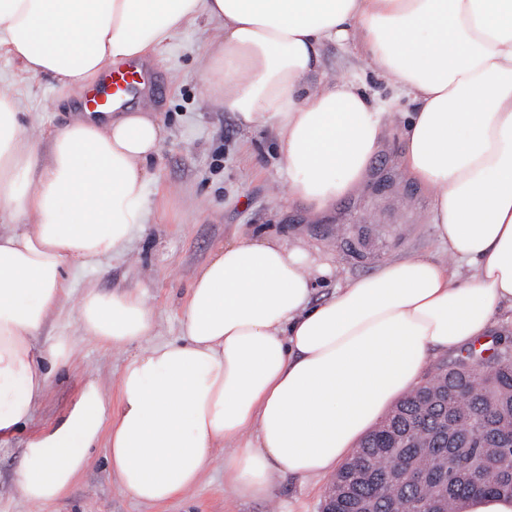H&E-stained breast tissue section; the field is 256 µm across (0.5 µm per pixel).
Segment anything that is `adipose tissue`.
I'll list each match as a JSON object with an SVG mask.
<instances>
[{
    "instance_id": "1",
    "label": "adipose tissue",
    "mask_w": 512,
    "mask_h": 512,
    "mask_svg": "<svg viewBox=\"0 0 512 512\" xmlns=\"http://www.w3.org/2000/svg\"><path fill=\"white\" fill-rule=\"evenodd\" d=\"M199 24L210 31L202 91L245 128L273 131L289 199L317 212L360 188L386 132L354 82H307L323 44H354L413 104L402 165L473 273L406 258L316 301L305 251L243 234L194 279L182 341L129 360L116 392L84 381L60 417L31 428L51 374L72 361L65 338L39 345L71 295L67 270L140 229L164 130L137 108L79 118L44 143L0 89V446L30 428L16 487L41 508L98 447L120 488L152 505L195 487L219 449L238 498L332 477L432 353L479 342L512 306V0H0V48L69 90ZM77 316L109 351L155 329L131 291L86 289Z\"/></svg>"
}]
</instances>
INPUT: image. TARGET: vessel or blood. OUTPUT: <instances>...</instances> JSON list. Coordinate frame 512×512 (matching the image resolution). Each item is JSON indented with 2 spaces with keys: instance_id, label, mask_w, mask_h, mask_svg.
Here are the masks:
<instances>
[{
  "instance_id": "vessel-or-blood-1",
  "label": "vessel or blood",
  "mask_w": 512,
  "mask_h": 512,
  "mask_svg": "<svg viewBox=\"0 0 512 512\" xmlns=\"http://www.w3.org/2000/svg\"><path fill=\"white\" fill-rule=\"evenodd\" d=\"M157 76L138 61H118L104 70L86 88L81 102L82 111L101 115L127 105L145 90H154Z\"/></svg>"
}]
</instances>
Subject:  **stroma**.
<instances>
[{"label": "stroma", "mask_w": 512, "mask_h": 512, "mask_svg": "<svg viewBox=\"0 0 512 512\" xmlns=\"http://www.w3.org/2000/svg\"><path fill=\"white\" fill-rule=\"evenodd\" d=\"M208 52L209 33L203 27L186 29L155 51L152 65L163 93L151 96L150 104L165 136L158 156L146 165V222L121 252L69 274L76 297L92 287L105 293L117 288L140 293L153 309L156 332L124 349L106 351L85 336L74 306L65 305L47 321L40 344L46 347L55 337H68L73 366L53 376L48 396L35 411L34 425L59 417L85 379L106 386L116 383L125 364L140 351L180 340L195 273L225 242L243 233L262 230L328 264L334 274L318 281L319 300L388 262L448 255L431 222L430 196L406 176L400 161V115L413 106L393 83L340 45L322 48L321 73L342 74L362 86L386 111L387 135L362 187L316 214L303 204H289L288 173L275 153L271 132L245 129L235 113L203 95L195 74ZM0 86L18 98L26 126L41 138L76 117L77 93L62 89L52 76L28 75L3 48ZM340 225L349 226L352 238L360 240L359 254L350 253L337 239ZM24 440L20 434L0 447V512H39L14 488ZM91 458L90 468L51 512H322L328 489L324 480L289 477L278 481L273 501L230 502L224 498V464L218 458L193 490L165 505L149 506L111 480L104 449H92Z\"/></svg>", "instance_id": "stroma-1"}]
</instances>
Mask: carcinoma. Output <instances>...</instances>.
I'll return each instance as SVG.
<instances>
[{"label":"carcinoma","mask_w":512,"mask_h":512,"mask_svg":"<svg viewBox=\"0 0 512 512\" xmlns=\"http://www.w3.org/2000/svg\"><path fill=\"white\" fill-rule=\"evenodd\" d=\"M323 512H462L475 494L512 497V349L436 365L336 473Z\"/></svg>","instance_id":"obj_1"}]
</instances>
